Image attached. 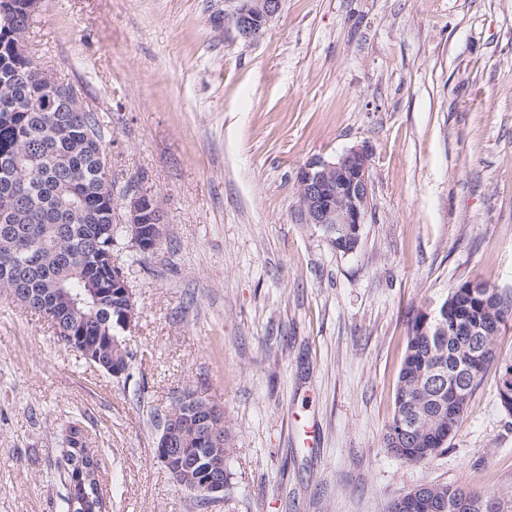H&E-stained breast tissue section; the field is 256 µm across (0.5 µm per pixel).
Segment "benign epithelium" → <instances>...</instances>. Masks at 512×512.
<instances>
[{"label":"benign epithelium","mask_w":512,"mask_h":512,"mask_svg":"<svg viewBox=\"0 0 512 512\" xmlns=\"http://www.w3.org/2000/svg\"><path fill=\"white\" fill-rule=\"evenodd\" d=\"M232 4L224 12V23L234 27L239 38L251 40L260 35L281 9L282 0H225ZM369 153L363 146L352 148L334 161L312 160L295 174L300 215L306 224L332 232L336 224L356 234L365 223L369 199ZM125 199L124 230L131 246L156 244L163 235V217L153 197L136 187ZM125 297L117 327L131 330L137 318L132 289ZM183 416H172L166 429L159 430L157 445L160 461L172 479L190 491H200L204 501L224 500L226 469L219 452L224 437L212 425L209 412L218 411L195 392L180 395Z\"/></svg>","instance_id":"1"}]
</instances>
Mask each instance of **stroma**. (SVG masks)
I'll return each instance as SVG.
<instances>
[{
  "label": "stroma",
  "instance_id": "stroma-1",
  "mask_svg": "<svg viewBox=\"0 0 512 512\" xmlns=\"http://www.w3.org/2000/svg\"><path fill=\"white\" fill-rule=\"evenodd\" d=\"M224 0H44L33 60L110 121L112 215L140 181L164 215L131 266L152 351L115 378L0 289V512H58L63 430L110 512H200L154 448L156 413L224 410L232 487L207 512H387L464 485L512 512V413L491 365L423 463L383 435L411 321L458 284L512 298V0H282L257 38ZM369 152L358 250L299 214L294 174Z\"/></svg>",
  "mask_w": 512,
  "mask_h": 512
}]
</instances>
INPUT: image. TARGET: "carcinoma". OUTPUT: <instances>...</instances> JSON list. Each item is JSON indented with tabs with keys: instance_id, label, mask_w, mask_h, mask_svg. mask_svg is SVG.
Segmentation results:
<instances>
[{
	"instance_id": "obj_1",
	"label": "carcinoma",
	"mask_w": 512,
	"mask_h": 512,
	"mask_svg": "<svg viewBox=\"0 0 512 512\" xmlns=\"http://www.w3.org/2000/svg\"><path fill=\"white\" fill-rule=\"evenodd\" d=\"M30 18L16 11L0 17V159L9 158V168H0V183L11 185L21 195L7 224L0 223V288L21 297V304L47 318L60 341L70 336L99 344L102 361L112 363V336L116 327L120 280L129 279V267L113 265L111 256L127 242L119 225L112 223V190L101 191L100 160L107 159L105 143L110 128L103 117L84 108L69 84L55 87L18 72L38 70L31 57H16L13 45L25 40ZM69 98L65 111L57 112V95ZM336 248L351 254L361 237L335 233ZM104 281L95 313L77 317L71 303L92 302L88 277ZM448 299L464 306L471 323L485 329L481 337L485 356L464 378L466 391L455 409L448 410L452 384L462 375L471 339L452 317L444 321L446 335L438 341L419 335L424 312L411 322L394 395V410L383 437L385 448L409 462H426L435 456L436 439L455 434L473 391L496 360L494 337L512 317V300L488 286L470 295L468 283L451 291ZM147 350H128L122 370L150 362ZM444 375V393L429 390L425 380ZM70 462L83 447L80 431L64 430ZM91 461L68 465L60 480L66 487L62 512H107L98 481L90 479ZM495 504L463 486H432L425 498L412 504V512H498Z\"/></svg>"
}]
</instances>
